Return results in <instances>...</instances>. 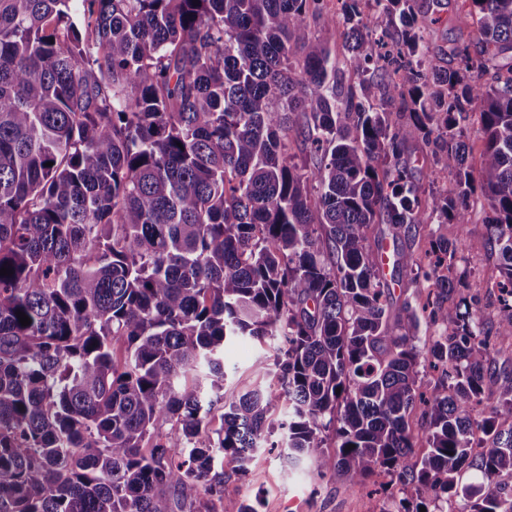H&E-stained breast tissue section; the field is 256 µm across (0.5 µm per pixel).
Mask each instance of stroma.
Here are the masks:
<instances>
[{"mask_svg": "<svg viewBox=\"0 0 512 512\" xmlns=\"http://www.w3.org/2000/svg\"><path fill=\"white\" fill-rule=\"evenodd\" d=\"M417 24L424 31L429 56L444 67L455 66L453 49L475 39V26L458 23L459 14L468 11L469 0H413ZM417 160L416 179L425 198L439 197L455 188L454 173L436 165L428 147L416 141L406 149ZM489 211L483 198H476L468 210L466 229L454 224L439 225L438 231L452 242L461 259L460 269L467 272V292L479 301L483 318L492 329L498 352L497 365L512 367V331L500 328L501 313L488 290L499 279L496 252L485 244ZM272 346L240 338L225 345L226 391H239L254 380L253 366L263 356L273 355ZM224 497L215 505L216 512H238L245 504L258 503L261 512H382L386 492L380 487L361 491L349 488L340 478L318 479L305 465L291 467L284 449H259L246 474L234 473L224 464Z\"/></svg>", "mask_w": 512, "mask_h": 512, "instance_id": "obj_1", "label": "stroma"}]
</instances>
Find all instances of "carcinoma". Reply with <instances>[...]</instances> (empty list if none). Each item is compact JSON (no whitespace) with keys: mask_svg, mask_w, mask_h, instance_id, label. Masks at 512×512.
<instances>
[{"mask_svg":"<svg viewBox=\"0 0 512 512\" xmlns=\"http://www.w3.org/2000/svg\"><path fill=\"white\" fill-rule=\"evenodd\" d=\"M359 2L329 21L340 66L307 24L320 0H0V512H215V459L244 473L278 429L293 466L414 492L382 512H512L494 484L512 476V369L488 387L495 350L433 228L465 229L480 191L512 330V63L486 70L512 53V0H470L478 36L448 69L425 60L412 0H374L403 25L378 38ZM367 84L380 98L359 99ZM416 141L456 175L436 205ZM382 222L428 239L395 264L434 302L394 312ZM423 322L442 328L427 347ZM246 337L276 356L228 397L224 344ZM472 464L485 482L463 481Z\"/></svg>","mask_w":512,"mask_h":512,"instance_id":"cac0c4a2","label":"carcinoma"}]
</instances>
